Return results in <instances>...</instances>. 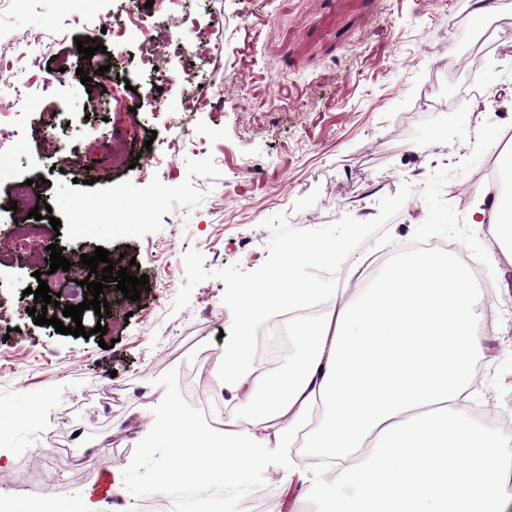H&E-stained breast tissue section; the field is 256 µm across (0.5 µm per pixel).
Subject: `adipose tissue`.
Returning a JSON list of instances; mask_svg holds the SVG:
<instances>
[{"label": "adipose tissue", "mask_w": 512, "mask_h": 512, "mask_svg": "<svg viewBox=\"0 0 512 512\" xmlns=\"http://www.w3.org/2000/svg\"><path fill=\"white\" fill-rule=\"evenodd\" d=\"M472 197L471 223L512 258V194L484 184ZM338 253L294 240L278 268L242 285L231 313L237 341L213 369L235 401L223 433L177 406L156 426L178 450L174 479L230 488L275 463L280 512L311 496L326 512H512V434L479 432L460 404L489 351L476 327L488 296L454 257L415 251L368 287L337 289L325 318L289 321L303 347L294 365L274 374L256 366L252 333L320 297L301 270ZM301 438L328 460L324 471L290 461Z\"/></svg>", "instance_id": "ef3b65f1"}]
</instances>
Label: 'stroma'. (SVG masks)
<instances>
[{"mask_svg":"<svg viewBox=\"0 0 512 512\" xmlns=\"http://www.w3.org/2000/svg\"><path fill=\"white\" fill-rule=\"evenodd\" d=\"M489 2L478 20L474 0H198L197 32L178 53L168 49L176 19L157 2L140 8L166 72L190 74L209 93V106L185 112L140 69L137 34L115 42L98 28L126 0H0V38H42L41 67L13 58L33 95L28 139L0 177V238L20 230L14 184L33 179L61 222L38 249L55 243L70 258L100 247L149 279L136 301L104 289L110 313L85 310L84 338L36 325L23 292L39 271L51 293L76 302L87 288L45 261L0 267V304L21 328L0 331V410L18 419L0 436V496L11 512L42 492L78 512L105 472L114 487L96 499L99 512H141L171 461L153 435L169 403L213 426L186 400L182 378L235 343L228 307L238 288L292 239L328 242L351 224L361 231L347 248L368 280L428 241L478 265L490 294L478 328L492 348L462 404L482 430L512 421V265L489 261L490 238L468 221L470 188L488 182L500 145L512 143V0ZM95 43L104 52L78 53ZM60 65L68 74L43 91ZM47 112L58 113L56 129H43ZM45 139L71 167L45 159ZM114 146L124 165H111ZM170 147L174 166L146 168ZM118 197L148 208L150 220L112 226ZM99 324L113 347L99 346ZM76 424L100 447L77 467L60 449Z\"/></svg>","mask_w":512,"mask_h":512,"instance_id":"1","label":"stroma"}]
</instances>
